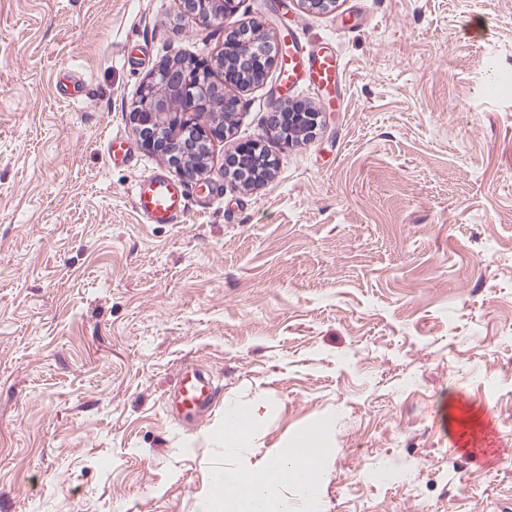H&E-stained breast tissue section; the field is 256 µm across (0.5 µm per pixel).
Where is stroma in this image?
I'll return each instance as SVG.
<instances>
[{
	"label": "stroma",
	"mask_w": 512,
	"mask_h": 512,
	"mask_svg": "<svg viewBox=\"0 0 512 512\" xmlns=\"http://www.w3.org/2000/svg\"><path fill=\"white\" fill-rule=\"evenodd\" d=\"M252 22L335 53V108L271 68L184 223H144L137 180L178 172L130 121L142 81ZM290 102L323 124L286 145ZM250 140L277 165L245 188ZM189 363L219 391L195 424L166 405ZM258 401L250 462L324 427L317 512H512V0H0V512H197L240 463L225 404ZM236 0H182L183 9L204 23L223 22L224 14L234 11ZM266 159L269 161L263 168L257 167ZM249 161L253 171L247 170L245 163ZM231 163L229 165L228 163ZM275 165V160H272L270 156L265 152L264 147L258 141H251L248 143L239 144L233 153H231L226 162L229 173L243 183L250 182L260 172L270 170ZM237 169L233 171V168ZM232 169V170H231ZM257 169V170H256ZM253 177V178H252ZM248 180V181H246Z\"/></svg>",
	"instance_id": "1"
}]
</instances>
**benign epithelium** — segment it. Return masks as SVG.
I'll return each mask as SVG.
<instances>
[{
	"instance_id": "1",
	"label": "benign epithelium",
	"mask_w": 512,
	"mask_h": 512,
	"mask_svg": "<svg viewBox=\"0 0 512 512\" xmlns=\"http://www.w3.org/2000/svg\"><path fill=\"white\" fill-rule=\"evenodd\" d=\"M183 9L204 23L221 22L224 14L236 9V0H182ZM259 26L247 25L224 43V51L207 57L194 56L181 65L162 64L140 86L130 120L145 150L162 154L178 173L196 180L199 171L187 161L209 152L210 145L224 140V114L238 111L240 101L228 95V85L254 86L264 82L279 53L254 40ZM224 79L214 80L216 69ZM222 112L210 121H188L184 115ZM321 125V113L294 103L275 124L279 138L287 145ZM227 161L232 175L244 182L269 170L275 161L258 141L239 144Z\"/></svg>"
}]
</instances>
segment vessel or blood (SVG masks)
<instances>
[{"mask_svg": "<svg viewBox=\"0 0 512 512\" xmlns=\"http://www.w3.org/2000/svg\"><path fill=\"white\" fill-rule=\"evenodd\" d=\"M282 84H296L309 77L320 88L336 85V60L327 54L304 57L296 41L285 46L279 67ZM133 204L148 224H180L185 220L183 187L160 172L142 176L135 185ZM217 391L206 369L192 366L183 369L177 387L168 397L171 411L186 420H202L214 403Z\"/></svg>", "mask_w": 512, "mask_h": 512, "instance_id": "obj_1", "label": "vessel or blood"}]
</instances>
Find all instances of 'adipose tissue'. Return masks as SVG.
I'll list each match as a JSON object with an SVG mask.
<instances>
[{
    "label": "adipose tissue",
    "mask_w": 512,
    "mask_h": 512,
    "mask_svg": "<svg viewBox=\"0 0 512 512\" xmlns=\"http://www.w3.org/2000/svg\"><path fill=\"white\" fill-rule=\"evenodd\" d=\"M259 407L242 413L224 408V450L243 456L262 446L265 432ZM321 431L293 436L279 453L260 464L225 471L215 491L202 499L199 512H310L315 490L326 480Z\"/></svg>",
    "instance_id": "adipose-tissue-1"
}]
</instances>
